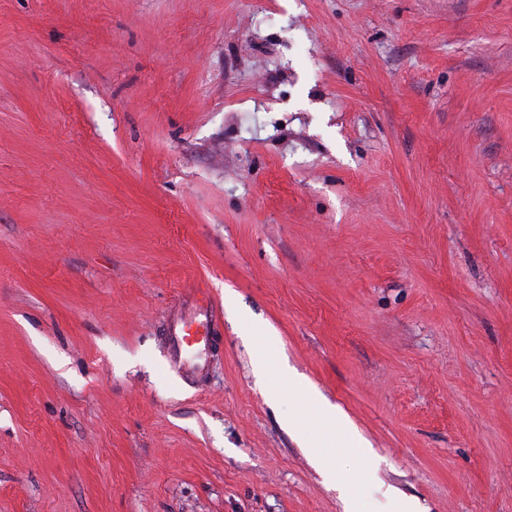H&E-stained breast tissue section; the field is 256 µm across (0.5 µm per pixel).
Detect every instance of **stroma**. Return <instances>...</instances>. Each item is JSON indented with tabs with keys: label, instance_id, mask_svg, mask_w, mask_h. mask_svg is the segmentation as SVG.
I'll return each instance as SVG.
<instances>
[{
	"label": "stroma",
	"instance_id": "stroma-1",
	"mask_svg": "<svg viewBox=\"0 0 512 512\" xmlns=\"http://www.w3.org/2000/svg\"><path fill=\"white\" fill-rule=\"evenodd\" d=\"M349 428L512 512V0H0V512H344ZM332 440L331 435L322 434L311 443L309 448H313L326 480L330 483H336V461L324 450Z\"/></svg>",
	"mask_w": 512,
	"mask_h": 512
}]
</instances>
